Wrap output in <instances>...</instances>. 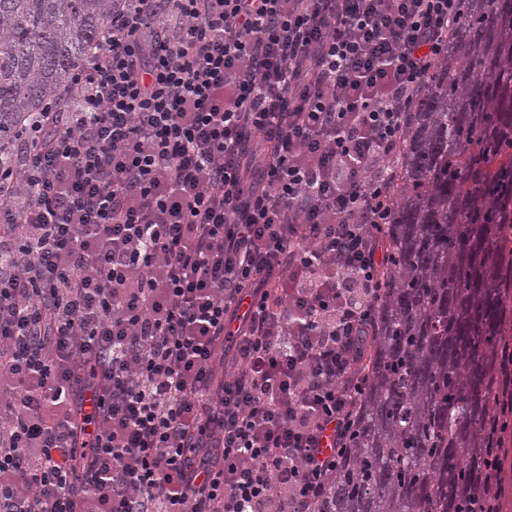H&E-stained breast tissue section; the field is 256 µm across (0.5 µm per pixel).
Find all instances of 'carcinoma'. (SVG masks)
<instances>
[{
    "mask_svg": "<svg viewBox=\"0 0 512 512\" xmlns=\"http://www.w3.org/2000/svg\"><path fill=\"white\" fill-rule=\"evenodd\" d=\"M115 0H0V152L99 44ZM392 182L356 433L322 512H478L512 337V0H464Z\"/></svg>",
    "mask_w": 512,
    "mask_h": 512,
    "instance_id": "obj_1",
    "label": "carcinoma"
}]
</instances>
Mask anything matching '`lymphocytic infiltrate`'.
<instances>
[{"mask_svg": "<svg viewBox=\"0 0 512 512\" xmlns=\"http://www.w3.org/2000/svg\"><path fill=\"white\" fill-rule=\"evenodd\" d=\"M462 16L122 0L0 174V512H318Z\"/></svg>", "mask_w": 512, "mask_h": 512, "instance_id": "1", "label": "lymphocytic infiltrate"}]
</instances>
